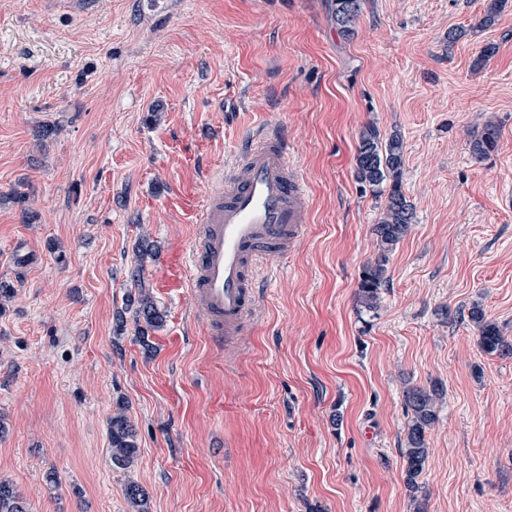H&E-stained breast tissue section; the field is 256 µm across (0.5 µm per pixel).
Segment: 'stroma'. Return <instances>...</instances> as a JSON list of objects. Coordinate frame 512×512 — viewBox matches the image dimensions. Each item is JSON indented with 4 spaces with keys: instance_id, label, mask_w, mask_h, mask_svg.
I'll return each instance as SVG.
<instances>
[{
    "instance_id": "obj_1",
    "label": "stroma",
    "mask_w": 512,
    "mask_h": 512,
    "mask_svg": "<svg viewBox=\"0 0 512 512\" xmlns=\"http://www.w3.org/2000/svg\"><path fill=\"white\" fill-rule=\"evenodd\" d=\"M488 2L363 0L346 38L333 0H0V479L31 512H130V478L151 512H512V356L468 318L480 304L512 341V0L482 28ZM490 122L499 146L475 157ZM267 125L311 221L220 351L185 257L208 172ZM368 126L402 137L414 206L373 312ZM136 266L165 313L144 341ZM412 386L441 391L415 491ZM110 454L113 467L127 470L137 462V433L125 408L118 406L108 423ZM124 496L131 508L130 512H150L149 493L139 482L128 480L124 486Z\"/></svg>"
}]
</instances>
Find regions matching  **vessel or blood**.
<instances>
[{
    "label": "vessel or blood",
    "mask_w": 512,
    "mask_h": 512,
    "mask_svg": "<svg viewBox=\"0 0 512 512\" xmlns=\"http://www.w3.org/2000/svg\"><path fill=\"white\" fill-rule=\"evenodd\" d=\"M289 154L284 131L263 130L211 175L186 261L195 311L216 342L244 335L259 266L290 252L309 222V185Z\"/></svg>",
    "instance_id": "obj_1"
}]
</instances>
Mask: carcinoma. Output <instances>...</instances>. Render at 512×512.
Segmentation results:
<instances>
[{
  "mask_svg": "<svg viewBox=\"0 0 512 512\" xmlns=\"http://www.w3.org/2000/svg\"><path fill=\"white\" fill-rule=\"evenodd\" d=\"M363 0H335L333 17L339 32L344 36L354 34L356 19L362 11ZM499 128L487 124L471 140L474 156L483 158L493 153L498 145ZM403 141L396 134L383 140L375 128L368 126L359 136L355 156V176L362 187L374 193L387 192L382 217L374 226L378 247L375 260L363 269L359 282V299L362 306L370 311L377 309L379 290L384 282L389 254L399 244L413 223L414 209L402 193L398 175L403 164ZM130 279L140 287L133 317L139 326L142 343L149 330L157 328L163 321V314L146 289L142 287L140 270L135 268ZM469 318L479 331V344L483 352L509 354L512 345L501 335L498 326L487 319L480 306L470 308ZM436 387H410L405 391V403L410 411L406 435V482L409 488H419L417 479L424 471L429 456L426 433L436 421V402L439 398ZM112 466L127 470L137 462L139 444L137 433L125 408L118 407L108 423ZM124 496L130 512H149L150 496L142 484L129 480L124 486ZM0 512H29V507L14 484L0 479Z\"/></svg>",
  "mask_w": 512,
  "mask_h": 512,
  "instance_id": "carcinoma-1",
  "label": "carcinoma"
}]
</instances>
